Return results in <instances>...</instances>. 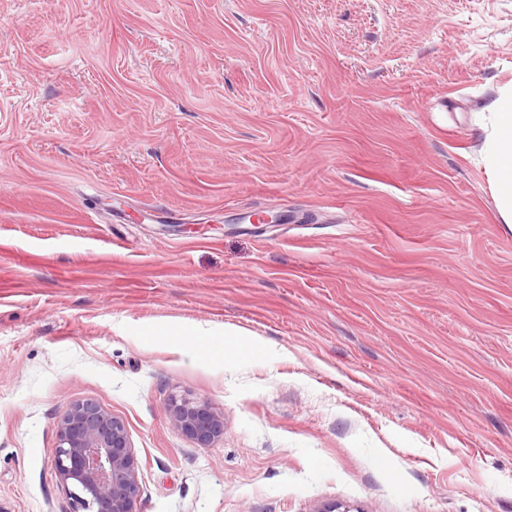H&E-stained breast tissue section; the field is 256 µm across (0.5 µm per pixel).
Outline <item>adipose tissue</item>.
Masks as SVG:
<instances>
[{"label":"adipose tissue","mask_w":512,"mask_h":512,"mask_svg":"<svg viewBox=\"0 0 512 512\" xmlns=\"http://www.w3.org/2000/svg\"><path fill=\"white\" fill-rule=\"evenodd\" d=\"M479 159L501 223L512 225V86L498 88L480 113Z\"/></svg>","instance_id":"ef3b65f1"}]
</instances>
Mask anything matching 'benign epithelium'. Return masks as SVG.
<instances>
[{"label": "benign epithelium", "mask_w": 512, "mask_h": 512, "mask_svg": "<svg viewBox=\"0 0 512 512\" xmlns=\"http://www.w3.org/2000/svg\"><path fill=\"white\" fill-rule=\"evenodd\" d=\"M167 413L200 447L224 433L223 415L203 401L173 399ZM55 437L54 468L72 512H139L140 465L122 418L91 399L74 401L59 415Z\"/></svg>", "instance_id": "obj_1"}]
</instances>
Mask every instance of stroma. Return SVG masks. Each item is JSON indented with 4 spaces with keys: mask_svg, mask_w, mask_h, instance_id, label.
Segmentation results:
<instances>
[{
    "mask_svg": "<svg viewBox=\"0 0 512 512\" xmlns=\"http://www.w3.org/2000/svg\"><path fill=\"white\" fill-rule=\"evenodd\" d=\"M509 83L512 0H0V503L92 399L140 512H512ZM479 112V159L491 185L500 222L512 226V86L498 88ZM167 413L174 429L200 447L212 445L224 433L223 415L203 401L173 399L168 404Z\"/></svg>",
    "mask_w": 512,
    "mask_h": 512,
    "instance_id": "obj_1",
    "label": "stroma"
}]
</instances>
